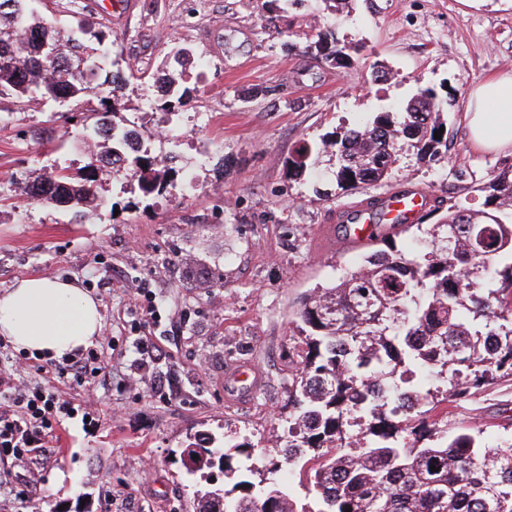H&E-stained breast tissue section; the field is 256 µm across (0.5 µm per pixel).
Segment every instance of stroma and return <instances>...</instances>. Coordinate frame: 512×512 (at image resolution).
I'll return each instance as SVG.
<instances>
[{
    "label": "stroma",
    "mask_w": 512,
    "mask_h": 512,
    "mask_svg": "<svg viewBox=\"0 0 512 512\" xmlns=\"http://www.w3.org/2000/svg\"><path fill=\"white\" fill-rule=\"evenodd\" d=\"M63 31L112 38L125 83L114 123L135 124L176 188L146 195L120 170L103 176L82 223L70 209L33 202L20 186L34 171L85 165L92 117L70 102H26L0 91V291L32 276L81 282L101 303L94 344L108 382L57 383L74 405L95 402V420H65L49 452L0 463V499L13 512H195L181 452L190 436L248 439L273 448L288 430V379L297 356L302 296L337 281L364 249L337 246V212L405 185L447 203H471V185L512 165V148L474 149L464 119L472 87L512 74V0H31ZM333 29L358 44L347 67L304 53ZM182 70L187 105L169 111L163 68ZM425 88L446 101L448 150L420 162L402 150L389 177L337 188L333 159L315 179L288 175L300 141L318 143L382 111H399ZM159 354L146 383L126 378L142 310ZM238 362L261 386L224 393ZM175 391L151 395L148 382ZM439 426L469 429L494 448L512 439V377L449 403ZM30 492L22 500L20 492Z\"/></svg>",
    "instance_id": "35a3bbf8"
}]
</instances>
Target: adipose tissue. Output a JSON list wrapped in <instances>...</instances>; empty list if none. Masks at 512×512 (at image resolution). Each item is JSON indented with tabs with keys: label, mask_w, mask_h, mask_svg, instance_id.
<instances>
[{
	"label": "adipose tissue",
	"mask_w": 512,
	"mask_h": 512,
	"mask_svg": "<svg viewBox=\"0 0 512 512\" xmlns=\"http://www.w3.org/2000/svg\"><path fill=\"white\" fill-rule=\"evenodd\" d=\"M465 116L476 149L512 147V75L480 81ZM101 329L98 300L76 281L29 277L0 294V336L18 351L66 359L90 347Z\"/></svg>",
	"instance_id": "adipose-tissue-1"
}]
</instances>
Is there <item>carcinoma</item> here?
I'll return each mask as SVG.
<instances>
[{
  "label": "carcinoma",
  "mask_w": 512,
  "mask_h": 512,
  "mask_svg": "<svg viewBox=\"0 0 512 512\" xmlns=\"http://www.w3.org/2000/svg\"><path fill=\"white\" fill-rule=\"evenodd\" d=\"M22 20L7 30L0 17V91L30 101H77L97 82L101 109L92 125L105 144L76 174L31 173L21 186L27 198L65 205L79 217L94 196L112 157L122 154L137 130L117 127L108 101L123 76L102 64L73 74L83 59L99 60L105 35L92 45L80 36L63 39L24 0H0V8ZM314 49L340 65L350 47L331 30L320 33ZM167 97L181 104L190 88L175 77L162 82ZM432 89L410 98L401 112H379L371 122L330 142H302L288 161L291 177L313 175L319 155L331 151L340 189L381 182L403 147L430 162L448 148L435 132L444 126ZM130 165L140 189L161 188L159 172L146 154ZM480 208L448 207L431 226L427 251H406L395 233L337 282L301 300L297 366L288 388V440L262 452L269 463L238 474L236 457H251L248 441L226 440L224 476L231 489L212 486L215 439L197 434L182 451L187 475L210 488L196 491L197 512H512V443L483 448L467 430L444 435L436 416L447 402L501 375H512V166H504L472 187ZM431 381L421 391L413 381ZM383 392L365 393L370 384ZM352 412L363 415L353 433ZM301 464L313 504L296 506L279 480L278 458ZM437 470H430V466Z\"/></svg>",
  "instance_id": "1"
}]
</instances>
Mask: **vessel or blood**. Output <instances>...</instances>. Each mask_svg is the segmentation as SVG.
Segmentation results:
<instances>
[{"mask_svg":"<svg viewBox=\"0 0 512 512\" xmlns=\"http://www.w3.org/2000/svg\"><path fill=\"white\" fill-rule=\"evenodd\" d=\"M432 196L421 189H396L383 197L374 206L358 210L351 218V225L345 230L348 245L361 246L370 243L395 219L413 223L424 216L431 204ZM228 395L244 399L255 393L260 385L259 371L247 363L235 364L224 381Z\"/></svg>","mask_w":512,"mask_h":512,"instance_id":"vessel-or-blood-1","label":"vessel or blood"}]
</instances>
